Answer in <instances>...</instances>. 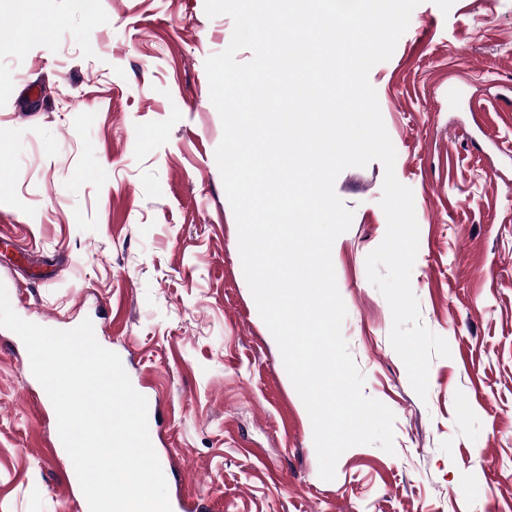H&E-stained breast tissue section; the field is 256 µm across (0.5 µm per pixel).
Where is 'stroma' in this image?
<instances>
[{
    "instance_id": "1",
    "label": "stroma",
    "mask_w": 512,
    "mask_h": 512,
    "mask_svg": "<svg viewBox=\"0 0 512 512\" xmlns=\"http://www.w3.org/2000/svg\"><path fill=\"white\" fill-rule=\"evenodd\" d=\"M21 6L0 0V279L19 286L24 320L100 319V345L158 401L157 448L182 470L169 498L197 512H512V0H422L369 73L413 192L420 320L451 355L419 397L366 272L387 231L385 168L344 170L342 333L364 394L395 415L394 450L352 447L331 481L245 280L215 158L205 61L232 19L205 0H33L50 24L21 32ZM53 421L22 340L0 327V512H79Z\"/></svg>"
}]
</instances>
